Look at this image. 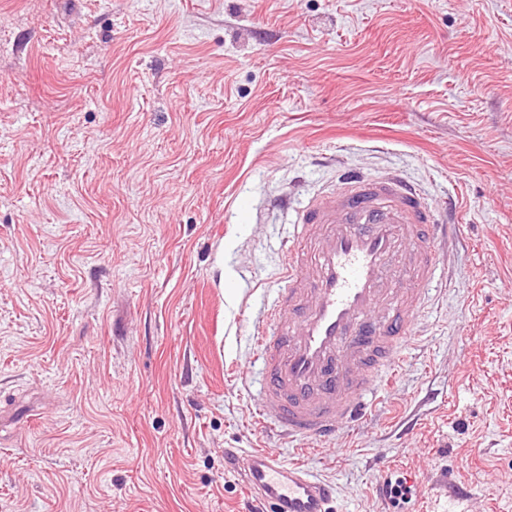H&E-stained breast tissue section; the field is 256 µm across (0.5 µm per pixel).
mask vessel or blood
Here are the masks:
<instances>
[{
    "label": "vessel or blood",
    "instance_id": "1",
    "mask_svg": "<svg viewBox=\"0 0 512 512\" xmlns=\"http://www.w3.org/2000/svg\"><path fill=\"white\" fill-rule=\"evenodd\" d=\"M421 188L395 171L343 172L295 210L276 288L252 345L257 419L292 441L329 442L379 402L457 242ZM272 512H330L332 483L271 448L224 451Z\"/></svg>",
    "mask_w": 512,
    "mask_h": 512
}]
</instances>
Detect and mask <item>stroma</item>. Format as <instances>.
<instances>
[{
  "instance_id": "35a3bbf8",
  "label": "stroma",
  "mask_w": 512,
  "mask_h": 512,
  "mask_svg": "<svg viewBox=\"0 0 512 512\" xmlns=\"http://www.w3.org/2000/svg\"><path fill=\"white\" fill-rule=\"evenodd\" d=\"M342 169L463 241L381 411L289 444L248 387L276 201ZM261 446L336 512H512V0H0V512H239Z\"/></svg>"
}]
</instances>
